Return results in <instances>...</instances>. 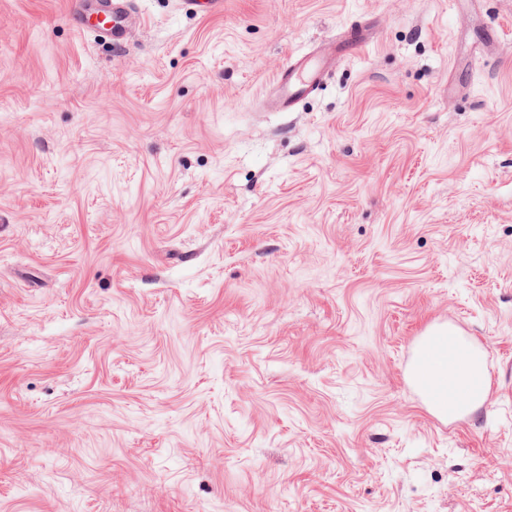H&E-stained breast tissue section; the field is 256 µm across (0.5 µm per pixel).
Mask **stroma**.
Wrapping results in <instances>:
<instances>
[{
	"label": "stroma",
	"instance_id": "35a3bbf8",
	"mask_svg": "<svg viewBox=\"0 0 512 512\" xmlns=\"http://www.w3.org/2000/svg\"><path fill=\"white\" fill-rule=\"evenodd\" d=\"M72 2L0 0V512H512V0ZM76 2L75 5L81 8V10L75 12L72 16L75 21V29L82 32L83 25L88 16L93 13L97 15H103V23L105 26L107 23H112L110 27H104L105 30L112 34V39L121 43L125 39L128 24L139 23L132 15L130 2L128 0H110V4L106 9H93L91 3ZM371 28L363 23L350 25L330 41L319 56L292 54L276 79L268 106L275 112H294L298 105L321 85L326 68L336 64V54H352L372 41ZM432 332L436 336L415 350L417 375L434 389L430 409L453 422L477 411L487 400L485 359L456 328L440 326Z\"/></svg>",
	"mask_w": 512,
	"mask_h": 512
}]
</instances>
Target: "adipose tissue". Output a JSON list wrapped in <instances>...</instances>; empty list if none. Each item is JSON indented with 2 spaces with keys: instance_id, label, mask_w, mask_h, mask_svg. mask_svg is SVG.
<instances>
[{
  "instance_id": "1",
  "label": "adipose tissue",
  "mask_w": 512,
  "mask_h": 512,
  "mask_svg": "<svg viewBox=\"0 0 512 512\" xmlns=\"http://www.w3.org/2000/svg\"><path fill=\"white\" fill-rule=\"evenodd\" d=\"M418 377L434 392L435 413L456 421L485 403L489 385L482 351L452 326H440L435 336L415 352Z\"/></svg>"
}]
</instances>
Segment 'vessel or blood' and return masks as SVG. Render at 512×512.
<instances>
[{
  "instance_id": "obj_1",
  "label": "vessel or blood",
  "mask_w": 512,
  "mask_h": 512,
  "mask_svg": "<svg viewBox=\"0 0 512 512\" xmlns=\"http://www.w3.org/2000/svg\"><path fill=\"white\" fill-rule=\"evenodd\" d=\"M102 14L110 25L113 40L122 42L128 25L134 21L129 0H110ZM371 41L370 28L356 23L330 41L320 55L309 57L292 54L276 79L275 89L268 101L269 108L276 112L296 111L298 105L320 87L327 68L335 64L337 55L358 52Z\"/></svg>"
}]
</instances>
